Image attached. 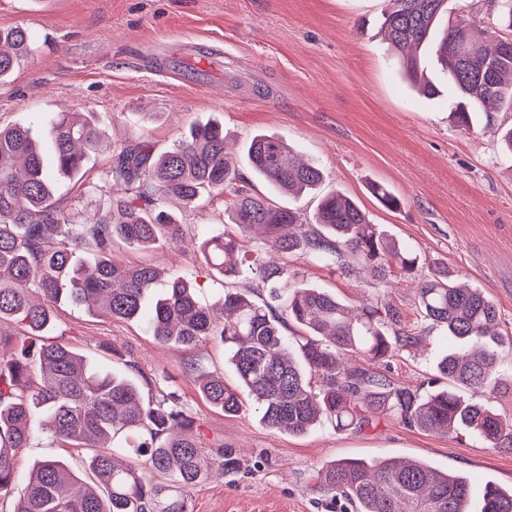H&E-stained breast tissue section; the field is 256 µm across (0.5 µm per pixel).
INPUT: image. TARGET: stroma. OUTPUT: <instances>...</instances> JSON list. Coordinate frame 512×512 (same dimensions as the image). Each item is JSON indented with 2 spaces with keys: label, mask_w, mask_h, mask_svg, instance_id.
Returning <instances> with one entry per match:
<instances>
[{
  "label": "stroma",
  "mask_w": 512,
  "mask_h": 512,
  "mask_svg": "<svg viewBox=\"0 0 512 512\" xmlns=\"http://www.w3.org/2000/svg\"><path fill=\"white\" fill-rule=\"evenodd\" d=\"M389 7L388 0H0V29L24 26L36 42L0 86V125L26 122L42 138L57 112H89L107 125L106 146L59 192L81 219L111 191L105 173L124 144L147 141L163 151L192 125L215 120L241 163L254 135L284 137L324 173L319 195L297 199V207L313 213L320 194L342 191L387 237L414 250L419 275L444 268L483 289L512 331V157L499 146L512 112L458 130L450 91L427 99L402 78L380 34ZM184 38L201 42L203 61L216 66L206 86L159 70V54ZM375 182L399 198L398 209L379 205L370 191ZM166 208L185 226L181 243L150 251L120 246L115 254L131 268L194 271L199 299L213 304L224 279L196 241L237 227L219 200L190 211L172 199ZM279 263L347 304L367 298L396 308L404 325L417 326L419 344L380 363V371L416 387L439 379L447 339L422 319L415 285L383 288L369 272L345 277L299 254L280 255ZM49 336L90 357L100 344L117 348L134 364L144 394L179 398L205 454L236 457L237 467L182 490L187 512H330L314 475L345 458L424 459L467 474L477 489L489 480L512 486V447L463 433L438 435L386 419L364 432L324 423L295 435L265 427L250 409L226 415L186 372L193 361L236 384L217 340L186 350L160 343L142 322L69 304L57 308Z\"/></svg>",
  "instance_id": "1"
}]
</instances>
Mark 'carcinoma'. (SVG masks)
<instances>
[{"label": "carcinoma", "instance_id": "carcinoma-1", "mask_svg": "<svg viewBox=\"0 0 512 512\" xmlns=\"http://www.w3.org/2000/svg\"><path fill=\"white\" fill-rule=\"evenodd\" d=\"M490 2L512 29V0ZM445 12L447 0H393L383 28L404 75L427 97L439 88L423 73L421 52L432 56L436 74L455 90L452 120L468 131L481 112H512V36L489 46L461 18L440 29ZM33 51L26 28L0 30L1 85ZM48 137L40 142L30 125L0 126V327L15 323L25 332L20 350L0 357V501L15 498L13 512H186L183 500L164 502L162 495L197 485L210 466L193 420L174 395L147 401L130 374L134 365L125 371L95 365L43 335L60 303L142 320L156 339L185 349L220 340L238 386L202 374L200 392L226 414L239 413L240 393H247L260 423L271 429L300 435L327 421L338 431L361 432L395 418L423 431L512 444V420L483 400L500 385L498 347L505 338L496 305L482 289L456 285L446 270L415 280L413 251L387 238L351 197L340 191L322 196L308 219L296 207L251 193L248 178L224 151L223 127L209 121L160 153L145 141L121 148L106 176L124 194L100 199L95 219L81 222L56 199V182L80 174L87 152L108 138L107 130L83 112H59ZM247 160L254 174L294 198L315 193L324 178L319 166L273 134L253 136ZM371 190L387 209L400 204L382 184ZM171 197L188 208L205 197L224 199L241 236L203 239V256L228 277L239 272L235 256L244 252L253 278L272 288V299L287 290L284 308L226 288L216 305L229 317L219 322L212 307L199 302L191 275H171L161 286L157 269L128 268L114 259L118 243L150 250L181 240L184 224L164 209ZM255 226L265 238L249 251L246 233ZM287 252L305 253L344 276L367 269L382 284L417 281L423 317L454 344L438 363L448 384L433 381L422 395L377 370L414 348L417 332L403 328L388 305L354 308L309 286L274 261ZM288 321L306 331L295 344L283 334ZM314 377L320 384L312 385ZM39 426L88 451L94 484L66 460L46 459L33 464L17 490V454ZM316 482L354 512H471L465 476L418 460H333L317 470ZM480 512H512V488L486 483Z\"/></svg>", "mask_w": 512, "mask_h": 512}]
</instances>
